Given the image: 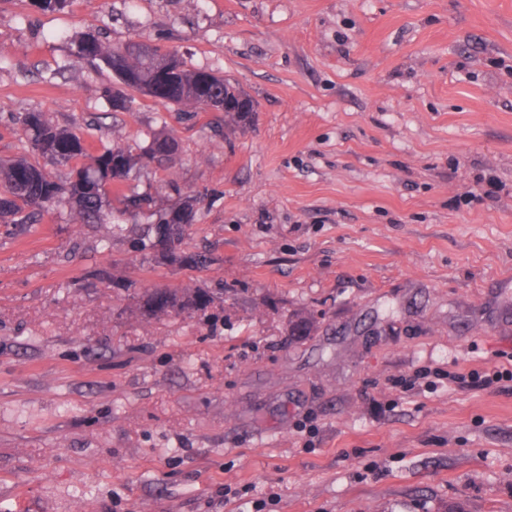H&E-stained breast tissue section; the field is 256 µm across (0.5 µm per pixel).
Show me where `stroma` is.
Listing matches in <instances>:
<instances>
[{
  "label": "stroma",
  "mask_w": 512,
  "mask_h": 512,
  "mask_svg": "<svg viewBox=\"0 0 512 512\" xmlns=\"http://www.w3.org/2000/svg\"><path fill=\"white\" fill-rule=\"evenodd\" d=\"M86 34L256 110L226 140L220 112L112 111ZM28 110L93 153L174 130L137 183L200 196L217 260L150 263L60 209L0 224V512H512V0H0V155L29 153ZM165 285L224 307L135 310ZM163 287V288H161ZM140 313L148 318L161 319L168 316L207 317L211 308L224 307V289L170 288L160 286L134 293Z\"/></svg>",
  "instance_id": "stroma-1"
}]
</instances>
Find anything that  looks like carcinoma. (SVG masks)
Here are the masks:
<instances>
[{"instance_id":"obj_1","label":"carcinoma","mask_w":512,"mask_h":512,"mask_svg":"<svg viewBox=\"0 0 512 512\" xmlns=\"http://www.w3.org/2000/svg\"><path fill=\"white\" fill-rule=\"evenodd\" d=\"M73 46L77 61L112 73L115 83L106 89V96L114 112L128 111L134 92L193 117L221 108L224 124L213 123L210 130L222 139L256 111L254 101L224 76L189 66L176 50L168 54L160 77L154 64L144 59L145 48L159 54V48L152 45L131 41L109 46L95 36H84L74 40ZM15 124L37 159L24 155L0 158V224H36L50 208L63 205L76 223L109 224L116 238L137 234L134 248L156 264L199 270L211 265V249L184 248L188 229L197 218L198 196L185 194L172 183L170 189L177 200L163 206L150 190L141 191L130 184L142 171L176 159L180 141L173 132L151 130L144 144L135 149L116 145L91 154L76 130L55 123L42 111L21 112ZM50 166L66 168L68 173L64 178L54 177V193L48 197ZM134 299L148 318L205 317L209 309L224 307V289L155 287ZM311 332L310 319L292 320L289 335L300 340Z\"/></svg>"}]
</instances>
